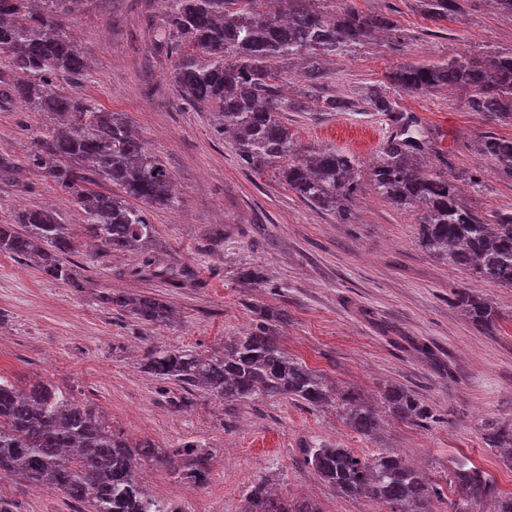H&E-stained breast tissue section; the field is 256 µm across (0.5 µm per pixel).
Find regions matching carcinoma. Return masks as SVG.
<instances>
[{"label":"carcinoma","instance_id":"carcinoma-1","mask_svg":"<svg viewBox=\"0 0 512 512\" xmlns=\"http://www.w3.org/2000/svg\"><path fill=\"white\" fill-rule=\"evenodd\" d=\"M77 0H0V60L15 80L11 95L37 112L57 115L62 129L29 128L35 150L32 165L51 181L77 195L84 212L82 233L106 253L149 248L155 230L148 215L128 199L172 210L177 197L173 177L146 153L138 137L116 113L99 111L76 94L58 95L53 80L76 79L87 70L83 55L68 38L63 20ZM267 0H163L161 40L176 54L171 80L189 104H208L218 112L220 134L235 139L240 162L257 171L273 169L289 189L315 208L334 210L347 222L345 203L362 190L354 159L323 147L302 158L281 121L285 105L276 61L305 57L309 73L315 60L334 56L391 25L388 18L345 7L332 14L293 0L288 18L262 11ZM427 15L438 21L458 11V0H424ZM406 92L442 87L468 89V107L499 122L512 123V51L482 60L460 53L444 62L401 66L391 76ZM368 104L393 113L396 125L380 159L370 170L371 191L398 210L420 212L419 241L428 253L487 280L512 288V212L485 215L461 202L457 178L441 168L427 173L417 157L432 150V134L396 114L393 101L379 90ZM480 152L493 157L512 176V138L486 136ZM109 181L121 195L88 188L94 178ZM24 225L0 224V253L32 260L52 279L71 283L74 270L63 255L73 250L74 234L51 211L32 209L17 216ZM102 301L130 308L148 325H163L172 310L156 297L128 298L108 293ZM459 303L473 322L496 330L491 305L464 293ZM257 320L241 336L224 340L218 353L190 349L148 350L145 369L185 391L204 390L222 401H252L288 396L307 406L333 403L357 433L379 439L381 415L350 388L335 391L325 378L288 354L270 322L281 314L256 311ZM385 408L398 418L425 421V404L413 393L392 387L382 393ZM492 446L512 465V424L490 435ZM307 464L345 498L365 497L385 512H433L438 487L396 452L371 457L351 448L316 443L304 449ZM214 453L187 441L169 451L150 442L131 445L112 429L93 405L71 400L51 383L19 389L0 377V474L33 485H52L59 493L88 505V512H171L152 495L138 470L152 460L176 478L198 488L207 485ZM447 485L455 494L451 512H475L489 496L497 512H512V496H501L480 468L455 465ZM243 512H321L312 500L290 501L251 486Z\"/></svg>","mask_w":512,"mask_h":512}]
</instances>
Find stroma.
<instances>
[{"instance_id":"1","label":"stroma","mask_w":512,"mask_h":512,"mask_svg":"<svg viewBox=\"0 0 512 512\" xmlns=\"http://www.w3.org/2000/svg\"><path fill=\"white\" fill-rule=\"evenodd\" d=\"M353 6L392 20L393 28L321 61L322 78L303 75L300 61L279 63L289 104L281 118L301 151L333 147L367 174L396 127L372 111L366 96L386 92L399 114L432 132L438 166L445 153L461 174L462 201L479 211H512V176L478 153L484 136L512 137V125L468 108L457 87L424 94L388 80L404 65L431 64L466 52L512 51V16L490 0H459L445 21L430 20L422 0H316L321 10ZM164 16L160 0H84L65 28L90 63L85 77L54 80L102 110L121 113L151 156L175 179L173 210H149V250L93 256L80 236L75 196L60 191L29 163L28 128L50 129L53 115L20 102L0 106V224L25 210L52 209L75 233L66 259L75 280L61 283L27 259L0 254V377L17 388L45 380L71 399L100 406L130 442L177 447L195 440L214 452L211 480L198 489L176 481L156 462L143 464L151 493L184 512H242L251 486L266 482L289 500L314 498L322 512H380L366 498H343L303 464V450L323 442L366 456L388 448L420 467L443 492L434 512H450L448 469L460 458L512 495V468L488 435L512 423V288L462 271L419 246L418 213L401 211L363 192L350 223L311 207L274 170L240 164L231 138L214 130V115L185 103L169 79L173 56L157 52ZM345 102L326 109L327 100ZM473 180H466V173ZM263 268L267 283L250 288L241 268ZM162 298L172 317L142 324L129 310L103 304L102 294ZM489 301L497 329L486 334L456 298ZM258 308L286 310L273 328L289 354L333 387L378 398L388 386L415 393L432 411L427 422L392 419L380 441L351 429L332 406L312 408L288 398L220 401L196 391L191 407L174 410L178 386L144 368L148 349L204 354L246 332ZM14 512H83V503L40 491L15 477L0 480Z\"/></svg>"}]
</instances>
